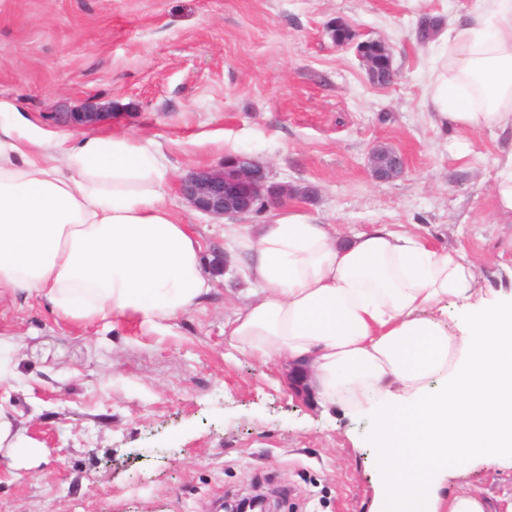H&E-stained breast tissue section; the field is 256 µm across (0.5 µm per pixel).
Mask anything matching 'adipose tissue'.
<instances>
[{"label": "adipose tissue", "mask_w": 512, "mask_h": 512, "mask_svg": "<svg viewBox=\"0 0 512 512\" xmlns=\"http://www.w3.org/2000/svg\"><path fill=\"white\" fill-rule=\"evenodd\" d=\"M435 34L434 123L512 133V0H476ZM14 130L0 126V297L34 294L88 326L154 327L209 293L199 240L162 203L159 151L88 136L57 157ZM237 248L259 295L225 324L227 345L307 368L320 404L375 417L376 512H512L439 493L474 458L512 459V297H485L462 255L384 224L339 236L279 218L239 229Z\"/></svg>", "instance_id": "adipose-tissue-1"}]
</instances>
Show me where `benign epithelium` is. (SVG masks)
I'll list each match as a JSON object with an SVG mask.
<instances>
[{
    "label": "benign epithelium",
    "instance_id": "1",
    "mask_svg": "<svg viewBox=\"0 0 512 512\" xmlns=\"http://www.w3.org/2000/svg\"><path fill=\"white\" fill-rule=\"evenodd\" d=\"M378 54L383 56V66L370 56L356 49L357 56L364 67L369 80L384 86L395 78L392 55L389 47L381 42L372 41ZM105 113L89 105L81 112H69L64 123L71 127H88L97 124ZM393 165L388 171L372 166L373 175L380 181L397 179L406 171L404 157L392 152ZM181 195L196 210L207 215L224 218L236 217L256 211V205L277 206L288 195V189L269 181L266 167L249 155H238L232 162L219 169L199 168L180 183ZM226 512H266V499L261 495L244 497L226 505Z\"/></svg>",
    "mask_w": 512,
    "mask_h": 512
}]
</instances>
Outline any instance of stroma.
<instances>
[{
  "instance_id": "obj_1",
  "label": "stroma",
  "mask_w": 512,
  "mask_h": 512,
  "mask_svg": "<svg viewBox=\"0 0 512 512\" xmlns=\"http://www.w3.org/2000/svg\"><path fill=\"white\" fill-rule=\"evenodd\" d=\"M474 0H0V99L25 130L76 147L86 132L60 113L92 100L124 133L162 152L164 202L191 224L212 279L204 299L162 328L60 319L35 296L0 299V419L37 455L0 463V512H224L266 494L273 512H369L375 421L295 396L274 364L229 354L224 325L254 291L228 230L299 216L337 233L376 224L420 234L476 266L487 295L512 292V223L493 184L512 135L435 128L425 77L436 45L421 20L449 22ZM393 54L395 81L370 84L354 48ZM408 170L375 180L376 146ZM246 153L287 203L241 218L192 208L179 181ZM512 500V468L483 463L448 477Z\"/></svg>"
}]
</instances>
